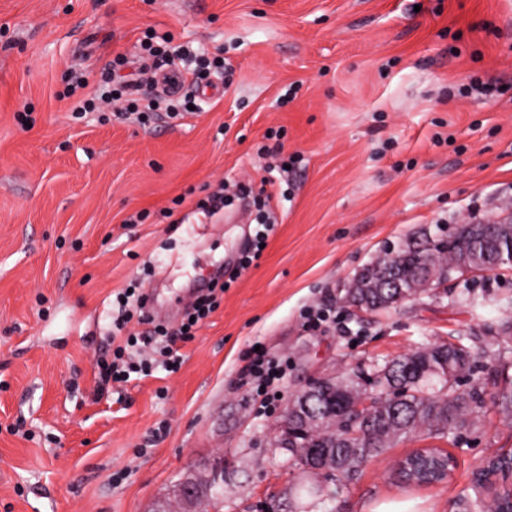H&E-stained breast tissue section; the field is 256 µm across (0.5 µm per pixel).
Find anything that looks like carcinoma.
Instances as JSON below:
<instances>
[{"label": "carcinoma", "mask_w": 512, "mask_h": 512, "mask_svg": "<svg viewBox=\"0 0 512 512\" xmlns=\"http://www.w3.org/2000/svg\"><path fill=\"white\" fill-rule=\"evenodd\" d=\"M466 257L490 266L500 257L512 259V225L464 224L446 239H431L424 246L406 243L370 265L346 290V299L366 301L369 311L395 308L400 301L425 292L421 284L426 268L442 274ZM382 273L397 276L401 289L381 280ZM398 292L400 301L395 299ZM469 340V336H458L449 345L434 342L372 364L369 371L385 395L358 413L344 410L343 403L361 392L364 377L359 370L334 379V388L326 395L306 399L298 394L293 404H305L328 417L321 428L306 429L295 438L288 448L291 467L303 469L325 454L332 470L326 481L337 489L398 441L421 432L445 439L474 429L490 404L512 420V320L501 329L498 363L489 381L477 377L481 355L467 345ZM483 487L482 481H475L473 494L457 501L458 512H499V498L508 497V489L502 490L501 497L491 498Z\"/></svg>", "instance_id": "obj_1"}]
</instances>
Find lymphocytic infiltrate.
Returning <instances> with one entry per match:
<instances>
[{
  "label": "lymphocytic infiltrate",
  "mask_w": 512,
  "mask_h": 512,
  "mask_svg": "<svg viewBox=\"0 0 512 512\" xmlns=\"http://www.w3.org/2000/svg\"><path fill=\"white\" fill-rule=\"evenodd\" d=\"M141 47L155 65H168L181 71L189 83L195 84L207 79L212 73H224L223 59L208 58L206 54L187 46L170 48L168 38L157 37L155 32H146ZM124 63L123 56H116L112 66L100 73L98 78L82 74L75 81L76 87L95 85L98 100H77L72 113L81 118L83 113L95 111L97 103L114 107L121 116L134 115L140 120L154 119L157 112H165L175 119L187 114L190 106L196 105L193 93H185L160 103L156 99L135 98L130 83L119 75L118 69ZM227 287L221 280L211 281L186 310L179 326L171 327L153 321L146 310L147 299L142 288L125 289L116 297L112 306V352L96 361L100 391H108L115 383L129 382L132 375L150 376L156 367L167 372H177L183 363L179 342L192 340L200 324L215 312ZM282 368L280 359L268 351H250L248 363L242 372V384L251 399L257 400L264 410H272L278 400L276 383Z\"/></svg>",
  "instance_id": "obj_1"
}]
</instances>
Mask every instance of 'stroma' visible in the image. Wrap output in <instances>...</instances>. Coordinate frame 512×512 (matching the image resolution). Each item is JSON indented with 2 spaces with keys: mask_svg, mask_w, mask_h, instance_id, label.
<instances>
[{
  "mask_svg": "<svg viewBox=\"0 0 512 512\" xmlns=\"http://www.w3.org/2000/svg\"><path fill=\"white\" fill-rule=\"evenodd\" d=\"M150 29L227 58L231 80L212 78L203 112L182 119H73L69 72L116 53L149 92ZM474 79L499 93L459 95ZM293 154L267 246L237 273L251 199L213 216L195 205ZM511 210L512 0H0V512H151L219 457V512L281 499L297 473L272 444L311 380L458 334L495 367L512 268L378 313L343 297L385 252ZM219 273L232 284L181 344V369L99 395L115 293L142 282L173 324ZM256 343L286 360L270 413L240 382ZM440 447L458 462L450 481L397 482V461ZM501 448L512 422L491 408L460 440L397 443L313 512H455Z\"/></svg>",
  "mask_w": 512,
  "mask_h": 512,
  "instance_id": "stroma-1",
  "label": "stroma"
}]
</instances>
